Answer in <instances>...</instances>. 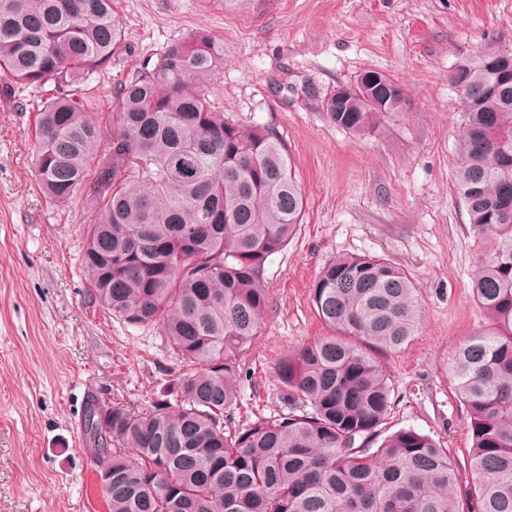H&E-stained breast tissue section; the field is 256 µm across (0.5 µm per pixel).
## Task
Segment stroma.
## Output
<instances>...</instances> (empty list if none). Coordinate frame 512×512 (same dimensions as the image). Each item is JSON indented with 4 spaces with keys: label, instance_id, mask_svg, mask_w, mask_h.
I'll return each instance as SVG.
<instances>
[{
    "label": "stroma",
    "instance_id": "35a3bbf8",
    "mask_svg": "<svg viewBox=\"0 0 512 512\" xmlns=\"http://www.w3.org/2000/svg\"><path fill=\"white\" fill-rule=\"evenodd\" d=\"M126 50L83 85L104 131L121 81L197 28L224 46L208 96L225 118L267 127L285 145L305 200L296 236L265 265L269 304L241 361L238 420L284 405L277 363L328 327L311 302L323 264L375 255L420 290L407 348L380 355L390 430L412 428L465 458L466 413L447 362L490 321L470 296L490 245L454 191L464 117L450 76L486 45L512 50V0H117ZM367 71L404 89L370 134L330 122L323 100ZM45 88L0 79V512H107L83 433L86 404L160 400L186 366L156 325L135 326L94 297L82 265L92 214L40 192L32 165Z\"/></svg>",
    "mask_w": 512,
    "mask_h": 512
}]
</instances>
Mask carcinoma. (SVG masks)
I'll return each instance as SVG.
<instances>
[{
  "instance_id": "obj_1",
  "label": "carcinoma",
  "mask_w": 512,
  "mask_h": 512,
  "mask_svg": "<svg viewBox=\"0 0 512 512\" xmlns=\"http://www.w3.org/2000/svg\"><path fill=\"white\" fill-rule=\"evenodd\" d=\"M115 4L0 0V78L53 85L37 112L38 187L57 204L88 189L82 264L96 299L130 324L160 325L190 366L150 407H112L110 435L87 403L94 456L112 459L108 512H512V82L490 91L489 66L466 62L454 189L492 248L472 281L490 328L450 363L472 441L475 480L461 492L440 442L411 428L384 435L391 389L375 352L405 348L421 308L413 280L379 256L324 265L311 299L332 335L277 366L285 412L235 421L240 361L268 304L265 264L295 236L304 198L278 135L230 123L208 100L224 46L205 29L119 85L111 132L83 112L87 76L125 48ZM323 109L360 136L384 116L362 93L343 112Z\"/></svg>"
}]
</instances>
